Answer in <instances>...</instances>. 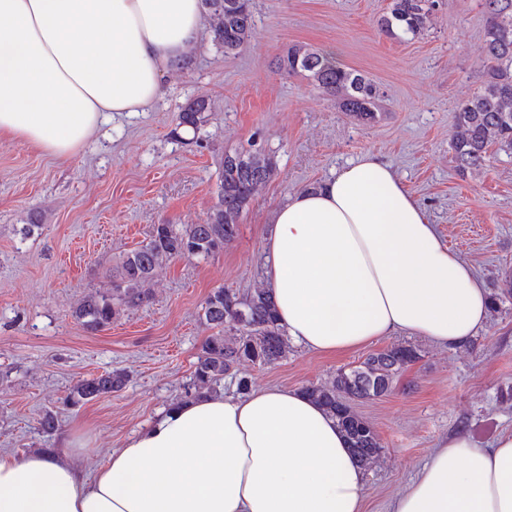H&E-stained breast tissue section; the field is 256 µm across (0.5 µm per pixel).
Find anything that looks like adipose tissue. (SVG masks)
<instances>
[{"mask_svg": "<svg viewBox=\"0 0 512 512\" xmlns=\"http://www.w3.org/2000/svg\"><path fill=\"white\" fill-rule=\"evenodd\" d=\"M201 0H0V136L66 160L114 112H141L190 69ZM265 277L279 324L319 353L403 333L467 343L487 288L390 165L368 154L274 211ZM80 442L0 455V512H364V474L302 389L201 396L166 409L85 475ZM392 512H512V433L434 448Z\"/></svg>", "mask_w": 512, "mask_h": 512, "instance_id": "1", "label": "adipose tissue"}]
</instances>
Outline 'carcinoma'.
I'll return each instance as SVG.
<instances>
[{
    "instance_id": "carcinoma-1",
    "label": "carcinoma",
    "mask_w": 512,
    "mask_h": 512,
    "mask_svg": "<svg viewBox=\"0 0 512 512\" xmlns=\"http://www.w3.org/2000/svg\"><path fill=\"white\" fill-rule=\"evenodd\" d=\"M486 27L478 49L483 85L463 101L455 114L456 134L451 148L460 173L486 166L491 150L512 153V0H481ZM438 0H389L379 18L380 32L390 38L421 36ZM210 20L212 41L224 55L238 54L254 37L253 0H202ZM282 74H305L323 94L336 99L341 111L362 125L380 116L379 87L360 72L341 65L330 53L295 44L279 57ZM204 98L193 100L178 114L179 125L198 130ZM276 161L264 148L249 144L224 152L220 159L217 203L204 224H155L148 241L125 254L109 269V288L90 293L72 313L89 332L112 323L122 310L148 301V286L176 257L207 258L236 240L239 224L256 194L275 176ZM203 318L216 329L197 357L184 396L172 406L185 403L221 387L224 377L250 362L259 366L277 363L288 352V338L277 323L270 290L240 293L218 288L206 299ZM420 358L412 344H395L368 355L359 365L342 368L326 385H310L306 394L336 420L362 467L374 464L382 443L373 426L358 415L351 401L374 399L391 392L394 382ZM125 376L119 371L83 379L73 386L66 401L79 405L120 391Z\"/></svg>"
}]
</instances>
